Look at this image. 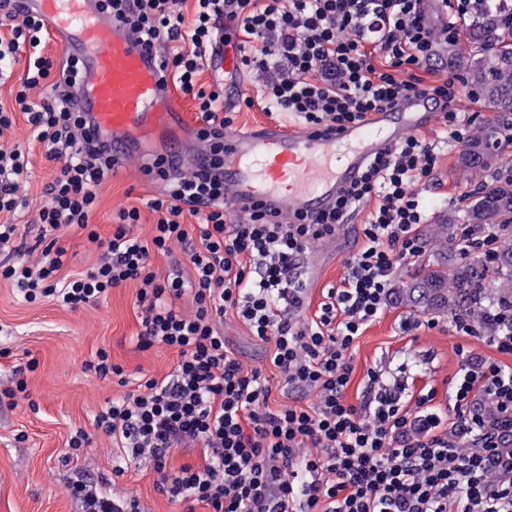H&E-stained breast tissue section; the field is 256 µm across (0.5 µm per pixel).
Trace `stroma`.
<instances>
[{"mask_svg":"<svg viewBox=\"0 0 512 512\" xmlns=\"http://www.w3.org/2000/svg\"><path fill=\"white\" fill-rule=\"evenodd\" d=\"M13 117V128L0 136V144L19 146L29 156L23 206L14 222L18 241L30 246L39 235L33 219L57 165L47 159L41 144L29 139L22 112ZM459 152L456 146L442 147L431 179L419 188L429 223L461 212L480 182L479 176L459 166ZM159 192L158 184L116 171L98 191L92 222L100 236L111 235L112 217L120 208L136 206L141 218L133 232L150 239L157 215L144 202ZM366 217L363 211L355 214L335 239L317 244L307 256L301 269L307 282L306 315H314L328 288L340 286L348 258L362 245ZM56 237L66 251L63 274L84 273L95 265L99 248L85 232L63 228ZM139 287V282H128L111 289L97 305L71 309L48 300L26 302L8 281H0V389L22 379L27 393L17 406L0 402V512H81L80 501L66 491L77 480L96 483L120 497H136L148 512H177L161 492V477L152 464L126 458L110 436L93 427L94 417L113 399L139 391L144 380L168 375L177 363L173 349L140 348ZM408 319L418 320L419 328L403 330ZM224 339L244 367H268L269 345L252 336L241 319L226 316ZM101 350L124 369L127 385L85 370V363ZM464 351L476 358L497 357L485 334L456 335L449 316L434 318L388 301L352 347L354 371L346 398L359 403L368 372L383 370L404 382L406 408H414L421 390L431 389L434 406L447 409L448 388L458 377ZM33 359L38 365L32 370L28 363ZM79 429L89 432L91 441L75 451L69 441Z\"/></svg>","mask_w":512,"mask_h":512,"instance_id":"35a3bbf8","label":"stroma"}]
</instances>
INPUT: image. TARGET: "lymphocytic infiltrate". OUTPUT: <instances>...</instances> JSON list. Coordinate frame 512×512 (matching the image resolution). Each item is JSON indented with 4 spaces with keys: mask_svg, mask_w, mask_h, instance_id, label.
<instances>
[{
    "mask_svg": "<svg viewBox=\"0 0 512 512\" xmlns=\"http://www.w3.org/2000/svg\"><path fill=\"white\" fill-rule=\"evenodd\" d=\"M103 2L158 50L163 81L195 101L199 135L210 141L215 162L184 172L152 161L146 171L164 191L146 202L158 215L151 240L133 234L141 210L134 206L118 211L111 238L101 240L92 224L97 191L120 162L83 130L71 94L81 63L68 57L55 66L44 53L43 24L0 9V61L28 52L15 103L30 140L58 165L36 218L40 253L0 264V280L27 301L50 299L72 309L140 281L137 300L147 305L140 347L178 352L169 377L146 380L142 393L113 400L95 416V429L128 457L152 461L161 490L186 504V512L199 504L209 512H512L511 370L462 354L450 394L455 420L447 429L431 407L433 394L407 409L401 383L375 371L360 404L345 399L353 343L383 312L396 264L423 249L417 226L426 214L418 187L435 169V145L406 136L374 158L320 217L290 220L261 206L236 216L222 172L224 132L233 122L224 112V85L197 81L230 21L247 39L239 47L243 66L265 78L268 111L333 128L416 93L441 103L447 134L463 141L469 122L453 107L455 77L426 86L415 76L432 60L436 38L421 0H195L189 25L185 0ZM371 45L385 69L376 68ZM35 90L40 99H32ZM28 165L19 147L0 148V213L21 208L20 178ZM370 201L376 207L347 277L329 289L313 318L304 317L300 260ZM188 215L197 221L195 242ZM63 228L85 231L101 249L94 267L72 278L60 274L65 251L55 234ZM179 244L189 248L193 279L177 270L157 277L151 254L171 253ZM185 295L193 303L188 313L171 305ZM229 314L271 344L269 362L282 386L315 393L313 404H271L269 377L245 368L224 340ZM196 446L204 450L202 465L169 470L177 449ZM69 490L82 512H144L138 499H117L80 481Z\"/></svg>",
    "mask_w": 512,
    "mask_h": 512,
    "instance_id": "lymphocytic-infiltrate-1",
    "label": "lymphocytic infiltrate"
}]
</instances>
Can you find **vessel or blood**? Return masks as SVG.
<instances>
[{
  "mask_svg": "<svg viewBox=\"0 0 512 512\" xmlns=\"http://www.w3.org/2000/svg\"><path fill=\"white\" fill-rule=\"evenodd\" d=\"M22 14L42 19L65 55L79 57L83 76L75 101L87 130L106 142L122 166L145 167L147 139L180 141L169 161L193 171L213 160L209 145L191 134L170 86L161 80L158 54L101 0H16ZM224 100L243 91L241 59L232 25L224 27L221 55ZM440 110L428 97L407 94L361 122L338 130L259 125L224 134V187L236 213L256 205L281 216L315 217L332 206L366 162L407 134L430 128Z\"/></svg>",
  "mask_w": 512,
  "mask_h": 512,
  "instance_id": "obj_1",
  "label": "vessel or blood"
}]
</instances>
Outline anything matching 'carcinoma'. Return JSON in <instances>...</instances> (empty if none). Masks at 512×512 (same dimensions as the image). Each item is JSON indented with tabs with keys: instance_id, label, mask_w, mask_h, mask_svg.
I'll use <instances>...</instances> for the list:
<instances>
[{
	"instance_id": "carcinoma-1",
	"label": "carcinoma",
	"mask_w": 512,
	"mask_h": 512,
	"mask_svg": "<svg viewBox=\"0 0 512 512\" xmlns=\"http://www.w3.org/2000/svg\"><path fill=\"white\" fill-rule=\"evenodd\" d=\"M435 53L454 61L472 95L499 112V122L475 131L460 150V166L491 175L469 198L464 220L470 246L483 249L481 233L489 228L496 247L484 261L456 262L462 227L450 213L429 224L423 235L433 244L418 279L400 293L402 300L434 315H460L476 321L488 336L501 328L493 314H512V160L493 151L491 141L512 144V6L489 0L468 15L466 43L436 44Z\"/></svg>"
}]
</instances>
